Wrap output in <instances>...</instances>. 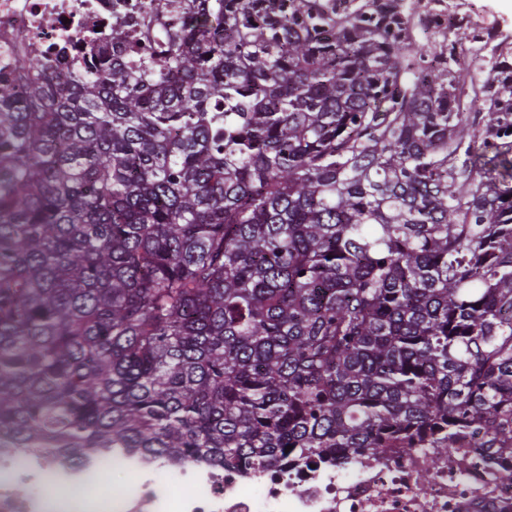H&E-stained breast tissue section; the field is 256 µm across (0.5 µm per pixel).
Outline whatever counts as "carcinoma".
Segmentation results:
<instances>
[{"label":"carcinoma","instance_id":"1","mask_svg":"<svg viewBox=\"0 0 512 512\" xmlns=\"http://www.w3.org/2000/svg\"><path fill=\"white\" fill-rule=\"evenodd\" d=\"M132 26L0 77V448L512 456V41L403 0Z\"/></svg>","mask_w":512,"mask_h":512}]
</instances>
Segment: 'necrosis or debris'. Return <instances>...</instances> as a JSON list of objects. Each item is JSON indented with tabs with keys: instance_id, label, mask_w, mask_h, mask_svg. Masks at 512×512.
Here are the masks:
<instances>
[{
	"instance_id": "4bbe7bcc",
	"label": "necrosis or debris",
	"mask_w": 512,
	"mask_h": 512,
	"mask_svg": "<svg viewBox=\"0 0 512 512\" xmlns=\"http://www.w3.org/2000/svg\"><path fill=\"white\" fill-rule=\"evenodd\" d=\"M147 0H0V74L18 53L68 71L112 37L115 22ZM476 438L441 453L387 449L382 459L351 456L290 469L227 470L116 449L110 462L46 461L0 448V512H512V487L497 480L511 468ZM127 479L111 492L108 475Z\"/></svg>"
}]
</instances>
